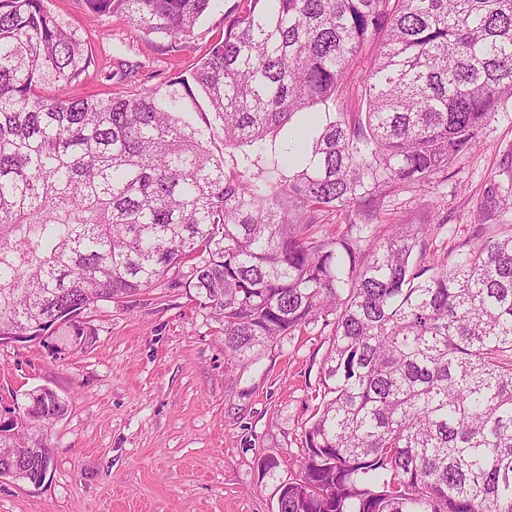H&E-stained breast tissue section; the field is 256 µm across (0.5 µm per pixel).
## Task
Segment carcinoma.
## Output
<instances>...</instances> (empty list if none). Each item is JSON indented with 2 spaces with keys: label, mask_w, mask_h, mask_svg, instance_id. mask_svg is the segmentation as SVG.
I'll use <instances>...</instances> for the list:
<instances>
[{
  "label": "carcinoma",
  "mask_w": 512,
  "mask_h": 512,
  "mask_svg": "<svg viewBox=\"0 0 512 512\" xmlns=\"http://www.w3.org/2000/svg\"><path fill=\"white\" fill-rule=\"evenodd\" d=\"M85 2L180 40L211 0ZM374 42L366 112L276 149ZM92 62L48 0H0V341L64 328L78 348L85 309L161 287L195 289L231 360L330 326L276 512H512V229L431 264L435 228L371 224L391 190L448 177L512 98V0H241L187 76L43 93ZM330 209L346 224L320 239ZM27 398L0 420V477L30 483L50 458L31 430L68 404Z\"/></svg>",
  "instance_id": "obj_1"
}]
</instances>
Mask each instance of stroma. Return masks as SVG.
Wrapping results in <instances>:
<instances>
[{"instance_id": "1", "label": "stroma", "mask_w": 512, "mask_h": 512, "mask_svg": "<svg viewBox=\"0 0 512 512\" xmlns=\"http://www.w3.org/2000/svg\"><path fill=\"white\" fill-rule=\"evenodd\" d=\"M238 0H212L190 39L138 29L84 0H49L86 39L95 63L60 97L129 95L193 70L219 41ZM367 45L341 85L333 112L365 109L361 75ZM498 209L485 211L488 193ZM381 224L439 225L431 253L458 250L476 225L512 227V99L457 157L448 179L387 193ZM81 319L85 346L61 336L0 344V414L47 387L68 404L46 425L51 461L41 485L0 478V512H276L280 483L298 477L303 427L314 403L329 329L284 339L258 363H228L222 326L194 289L158 288L127 301L100 302ZM277 459L272 474L260 461Z\"/></svg>"}]
</instances>
